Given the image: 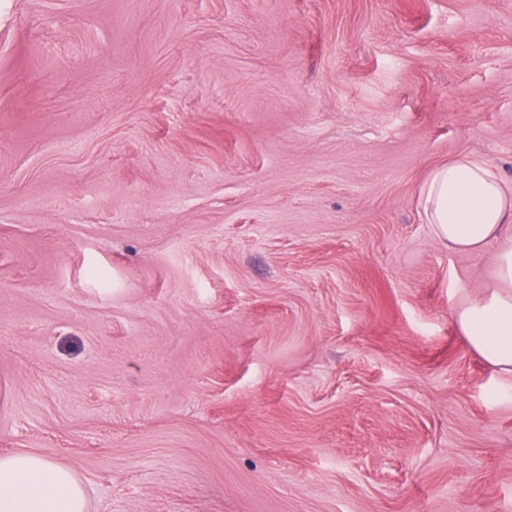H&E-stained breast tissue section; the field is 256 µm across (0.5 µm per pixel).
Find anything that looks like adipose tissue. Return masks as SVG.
Here are the masks:
<instances>
[{
  "mask_svg": "<svg viewBox=\"0 0 512 512\" xmlns=\"http://www.w3.org/2000/svg\"><path fill=\"white\" fill-rule=\"evenodd\" d=\"M421 207L451 250L473 252L499 241L493 287L461 306L456 323L487 363L512 374V190L464 156L430 171ZM0 512H86L85 491L70 469L18 452L0 458Z\"/></svg>",
  "mask_w": 512,
  "mask_h": 512,
  "instance_id": "1",
  "label": "adipose tissue"
}]
</instances>
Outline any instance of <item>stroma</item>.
<instances>
[{
	"label": "stroma",
	"instance_id": "1",
	"mask_svg": "<svg viewBox=\"0 0 512 512\" xmlns=\"http://www.w3.org/2000/svg\"><path fill=\"white\" fill-rule=\"evenodd\" d=\"M512 188V0H0V456L87 512H512L454 311ZM421 207L448 249L473 252L500 241L493 287L455 316L469 346L493 367L512 374V190L485 165L464 156L430 171Z\"/></svg>",
	"mask_w": 512,
	"mask_h": 512
}]
</instances>
